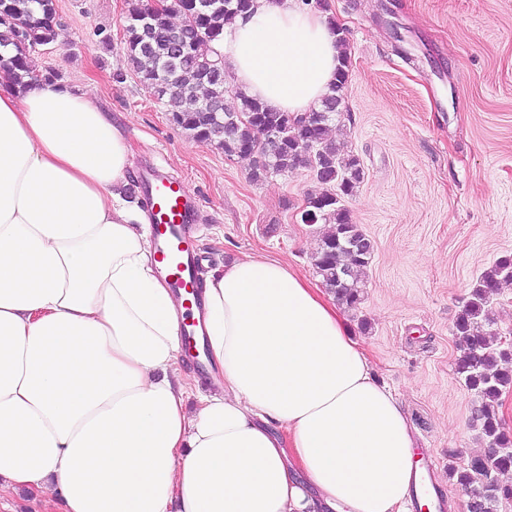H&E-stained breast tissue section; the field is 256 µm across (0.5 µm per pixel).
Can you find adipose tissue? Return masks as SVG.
I'll return each mask as SVG.
<instances>
[{"label":"adipose tissue","instance_id":"obj_1","mask_svg":"<svg viewBox=\"0 0 512 512\" xmlns=\"http://www.w3.org/2000/svg\"><path fill=\"white\" fill-rule=\"evenodd\" d=\"M216 48L274 112L336 81L304 0H253ZM132 160L87 90L0 72V489L63 512H405L408 421L342 306L287 262L206 277L224 392L188 408L174 301L124 197Z\"/></svg>","mask_w":512,"mask_h":512}]
</instances>
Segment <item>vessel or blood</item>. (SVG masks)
<instances>
[{
  "label": "vessel or blood",
  "instance_id": "1",
  "mask_svg": "<svg viewBox=\"0 0 512 512\" xmlns=\"http://www.w3.org/2000/svg\"><path fill=\"white\" fill-rule=\"evenodd\" d=\"M138 187L145 196L149 228L156 244L157 270L174 293L185 301L179 323L181 344L192 361H199L201 324L195 313L202 310L204 298L202 293L189 289L196 276L197 261L192 246L195 209L191 191L182 181L159 175L140 180ZM436 469L435 458L420 459L414 481L417 497L428 495Z\"/></svg>",
  "mask_w": 512,
  "mask_h": 512
}]
</instances>
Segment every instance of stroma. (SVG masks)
Wrapping results in <instances>:
<instances>
[{
    "label": "stroma",
    "instance_id": "stroma-1",
    "mask_svg": "<svg viewBox=\"0 0 512 512\" xmlns=\"http://www.w3.org/2000/svg\"><path fill=\"white\" fill-rule=\"evenodd\" d=\"M325 3L351 52L336 135L365 172L345 205L374 245L350 331L398 396L420 453L438 460L446 512H465L448 471L485 444L471 426L478 397L455 371L453 325L477 278L512 255V0ZM56 6V39L35 52L37 68L94 84L134 149L130 179L153 163L188 184L202 273L263 254L316 278L323 227L300 220L318 188L309 169L254 182L251 160L188 138L127 66L129 0Z\"/></svg>",
    "mask_w": 512,
    "mask_h": 512
}]
</instances>
